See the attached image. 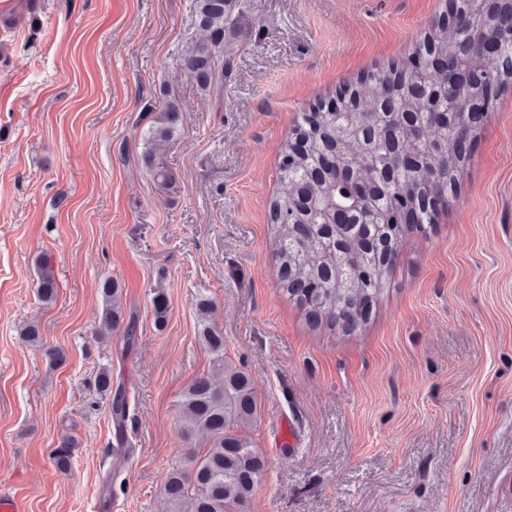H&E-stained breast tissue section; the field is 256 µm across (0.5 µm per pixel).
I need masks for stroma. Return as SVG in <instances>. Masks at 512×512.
<instances>
[{
	"label": "stroma",
	"instance_id": "1",
	"mask_svg": "<svg viewBox=\"0 0 512 512\" xmlns=\"http://www.w3.org/2000/svg\"><path fill=\"white\" fill-rule=\"evenodd\" d=\"M193 3L0 0V492L25 512H99L105 496L112 512H170L168 474L206 446L178 423L185 388L211 370L204 293L256 388L267 476L250 512H512V87L474 135L457 197L404 236L390 287L346 336L313 327L277 286L280 145L338 85L408 60L444 0H234L220 97L184 66L205 38ZM167 102L182 121L164 189L141 130ZM108 279L136 317L129 350L120 334L95 338ZM30 324L35 346L20 335ZM107 361L134 403L113 490L114 427L88 389ZM284 417L299 447L276 442ZM65 436L77 446L61 471L49 453ZM37 293L43 302H51L57 294V281L47 261H41L38 265Z\"/></svg>",
	"mask_w": 512,
	"mask_h": 512
}]
</instances>
